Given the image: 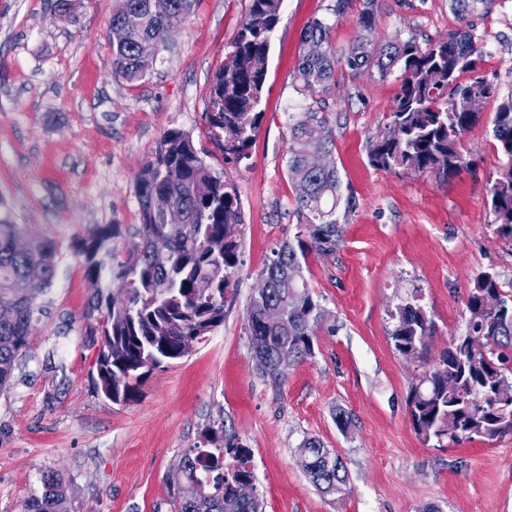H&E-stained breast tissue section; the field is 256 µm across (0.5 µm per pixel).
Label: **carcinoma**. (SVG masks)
I'll return each mask as SVG.
<instances>
[{"label": "carcinoma", "mask_w": 512, "mask_h": 512, "mask_svg": "<svg viewBox=\"0 0 512 512\" xmlns=\"http://www.w3.org/2000/svg\"><path fill=\"white\" fill-rule=\"evenodd\" d=\"M192 2L120 0L110 23L125 27L127 37L112 44L113 72L131 83L142 80L157 62L169 30L189 15ZM282 2L249 0L232 50L211 80L208 136L227 164L249 157L262 124L271 36ZM493 2L450 0L460 27L434 43H373L360 35L345 52V66L354 73L365 68L383 77L399 73L400 89L388 124L399 126L401 134L391 139L386 129L370 142L372 167L394 173L437 171L450 179L470 170L463 162L461 136L482 121V114L466 111L464 100L472 94L487 100L497 96L498 89L480 72L486 44L474 36L468 18L478 6L487 10ZM372 3L366 0L358 15L362 33L371 34L377 26ZM331 29L324 18H314L304 28L301 43L315 41L322 51L314 57L300 55L297 92H308L316 84L326 95L335 85L339 60L330 42ZM313 125L323 130L322 139L309 136ZM288 132L292 216L300 231L261 271L265 287L253 290L246 315L250 344L266 361L259 374L275 386L282 382L274 368L279 353H288L297 363L312 358L322 321L307 282L290 281L288 270L304 271L312 253L334 254L343 222L355 205L337 169L312 172L306 167L310 154L332 150L325 114L313 107L296 112L288 116ZM491 137L500 164L487 200L490 225L498 236L512 241V96L499 104ZM136 192L141 224L135 250L124 255L109 247L120 235L117 224L98 226L75 242L90 280L98 282L105 270L113 286L92 301L90 312L96 317L90 330L100 336L94 384L119 405L137 401L148 375L181 360L188 341L203 340L224 324V303L235 292L241 263L240 236L232 235V226L243 224L236 187L224 173L206 165L191 136L179 130L167 133L155 159L139 174ZM170 208L181 210L183 224L165 222ZM161 236L169 240L165 253L153 247ZM103 254L109 256L107 266ZM56 255L54 242L29 241L19 225L0 217V391L11 385L17 364L27 355L34 324L45 312L39 299L53 284ZM277 303L284 307L283 321L269 326L264 313ZM500 303L512 304V283H502L492 268L477 274L466 302V332L474 343L466 348L450 343L410 391L413 428L423 442L441 447L512 433V417L499 414L500 407H512V317L496 319ZM394 317L395 350L406 359L419 356L433 331L431 318L421 305L410 302L398 306ZM300 456L320 492L341 494L347 489L341 458L318 439L305 440ZM183 458L184 468L168 476L171 512H263L259 496L244 501L233 491L237 483H253L254 475L248 467L250 449L224 426L204 428ZM40 482L22 512H71L60 473L47 471Z\"/></svg>", "instance_id": "obj_1"}]
</instances>
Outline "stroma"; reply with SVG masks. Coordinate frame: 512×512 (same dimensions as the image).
<instances>
[{
    "instance_id": "1",
    "label": "stroma",
    "mask_w": 512,
    "mask_h": 512,
    "mask_svg": "<svg viewBox=\"0 0 512 512\" xmlns=\"http://www.w3.org/2000/svg\"><path fill=\"white\" fill-rule=\"evenodd\" d=\"M334 3L283 0L263 122L249 158L232 165L208 140L205 112L248 0H193L160 60L134 83L112 70L117 0H0V209L31 239L58 246L48 313L14 386L0 393V512H22L46 471L64 475L71 512H171L168 474L219 421L251 450L264 512H512V434L439 448L419 439L408 408L412 385L465 331L476 275L491 267L512 282V242L495 234L486 209L499 165L491 122L512 94V0L470 19L487 42L480 70L499 95L462 136L475 166L459 177L371 167L369 143L383 132L400 82L338 66L324 113L356 207L336 253L308 260L305 277L323 311L314 357L289 367L277 387L256 371L247 305L262 269L298 231L288 115L317 101L294 89L301 32L311 18H333L340 54L360 33L365 0L339 18ZM374 9L377 40L424 44L460 25L448 0H375ZM172 130L189 133L206 163L236 185L238 289L222 326L154 370L138 401L116 405L93 387L98 348L86 315L95 289L72 244L101 224L120 225L119 250L138 244L137 176ZM414 297L434 332L422 357L407 360L394 349L391 314ZM340 411L349 429L337 424ZM312 437L344 461V494H322L300 466L298 447Z\"/></svg>"
}]
</instances>
